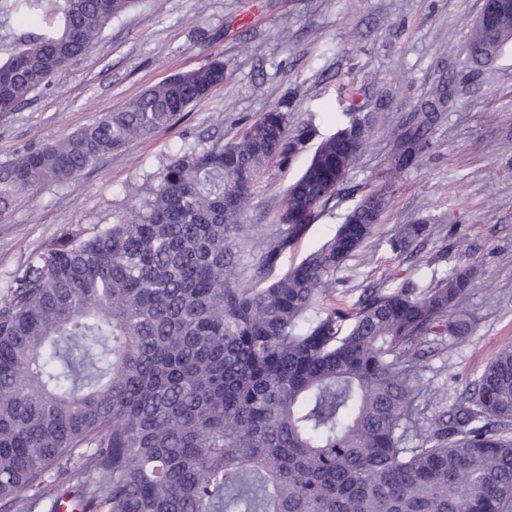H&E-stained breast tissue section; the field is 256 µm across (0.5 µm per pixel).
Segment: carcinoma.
Instances as JSON below:
<instances>
[{"label":"carcinoma","instance_id":"obj_1","mask_svg":"<svg viewBox=\"0 0 512 512\" xmlns=\"http://www.w3.org/2000/svg\"><path fill=\"white\" fill-rule=\"evenodd\" d=\"M134 0H13L35 30L0 62L12 112L89 50ZM512 30L470 33L484 65ZM224 83V62L177 73L62 143L0 168V211L23 189L64 186L171 124ZM438 102L401 125L389 177L429 145ZM321 139L287 190L278 228L238 241L264 167L317 135L275 107L225 143L173 157L116 224L70 229L29 256L0 296V512H512V345L457 404L421 423L419 345L463 337L474 268L432 287L367 288L338 306L332 277L387 206L371 191L350 223L283 273L280 258L336 198L359 157L355 113ZM429 225L403 224L407 252Z\"/></svg>","mask_w":512,"mask_h":512}]
</instances>
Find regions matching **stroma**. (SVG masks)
Segmentation results:
<instances>
[{
  "mask_svg": "<svg viewBox=\"0 0 512 512\" xmlns=\"http://www.w3.org/2000/svg\"><path fill=\"white\" fill-rule=\"evenodd\" d=\"M483 0H139L67 71L0 112V165L57 143L120 109L169 76L220 59L224 83L179 121L136 138L62 187L24 189L0 214V294L29 255L68 228L113 224L156 186L179 150L230 138L241 119L286 104L290 127L335 131L345 113L366 124L364 146L336 198L285 255L288 269L333 237L371 189L385 185L397 127L438 90L448 92L417 165L388 187L375 234L337 270L336 299L406 280L435 285L474 265L469 336L426 338L422 382L434 422L501 348L512 344V43L473 68L467 35ZM393 115L383 123L382 113ZM311 157L268 164L244 221L273 224ZM386 186V185H385ZM423 219L432 232L400 255L398 228Z\"/></svg>",
  "mask_w": 512,
  "mask_h": 512,
  "instance_id": "stroma-1",
  "label": "stroma"
}]
</instances>
